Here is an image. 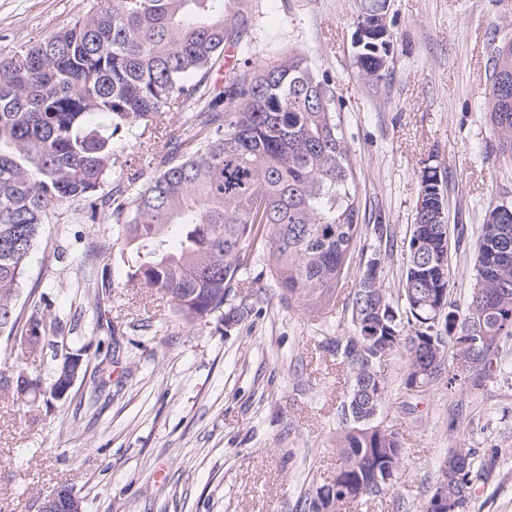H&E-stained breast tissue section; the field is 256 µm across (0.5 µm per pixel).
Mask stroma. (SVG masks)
Returning <instances> with one entry per match:
<instances>
[{"label": "stroma", "instance_id": "stroma-1", "mask_svg": "<svg viewBox=\"0 0 512 512\" xmlns=\"http://www.w3.org/2000/svg\"><path fill=\"white\" fill-rule=\"evenodd\" d=\"M93 0H0V57L84 15ZM253 64L288 53L329 71L359 181L361 221L388 225L393 255L383 279L398 289L405 239L426 167L440 171L448 224L468 236L451 250L453 297L472 286L474 245L488 208L512 206V160L499 151L482 105L498 46L512 39V0H390L392 33L380 76L356 64L357 0H247ZM275 42H268V35ZM111 243L112 219L85 203L56 207L28 263L19 307L46 299L73 322L57 344L85 348L96 365L106 330L121 347L105 387L76 381L61 400L0 392V512H39L45 496L72 489L84 512H300L307 492L336 474L338 413L348 370L321 346L342 334L348 312L326 317L268 294L241 325L189 328L156 290L126 287V269L92 257ZM60 254L55 266L45 259ZM100 277L98 298L73 283ZM23 353L0 334V360L22 356L31 377L52 379L50 356ZM380 414L398 433L404 467L393 493L346 512H422L449 447L501 448L499 474L478 485L471 512H512V384L492 378L463 388L439 383L401 395L399 368Z\"/></svg>", "mask_w": 512, "mask_h": 512}]
</instances>
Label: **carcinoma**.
<instances>
[{
  "label": "carcinoma",
  "mask_w": 512,
  "mask_h": 512,
  "mask_svg": "<svg viewBox=\"0 0 512 512\" xmlns=\"http://www.w3.org/2000/svg\"><path fill=\"white\" fill-rule=\"evenodd\" d=\"M245 0H94L85 15L52 36L22 45L0 61V333L30 324L43 340L59 335L41 305L29 315L17 298L44 225L65 202L84 201L112 216V237L128 265V288H155L184 324L216 319L240 325L255 313L240 289L266 279L284 304L321 314L336 306V287L351 255L370 250V236L390 242L385 224L360 222L359 184L338 112L332 76L302 55L267 68L243 69L221 86L204 84L224 66L226 49L252 55L245 36ZM390 45L365 43L359 73L373 77L376 55ZM512 71V44L495 50L492 72ZM492 132L512 158V81L507 93L484 91ZM180 115L165 149L152 154L158 173L138 177L116 157V141L155 134L167 114ZM418 192L398 297L382 267L366 265L348 296V333L324 348L350 373L336 442V477L306 494L302 512H342L370 495L395 489L403 463L398 434L372 416L388 397L380 358L403 370L404 390L441 379L448 359L477 360L472 382L498 372L512 338V214L486 212L476 240L469 302L451 299L449 227L442 177L427 168ZM464 332L478 337L461 349ZM93 380L119 357L112 342L98 351ZM53 352L48 395L56 398L68 360ZM25 374L20 358L0 369V390ZM501 449L474 467L476 450L451 448L448 506L469 512L477 484H486Z\"/></svg>",
  "instance_id": "1"
}]
</instances>
